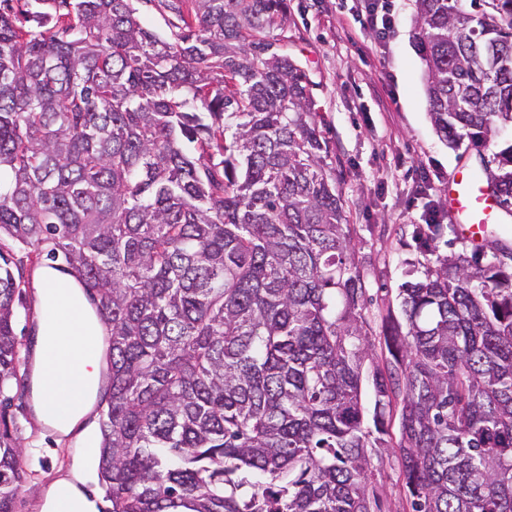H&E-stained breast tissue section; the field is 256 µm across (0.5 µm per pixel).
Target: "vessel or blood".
Returning <instances> with one entry per match:
<instances>
[{
  "label": "vessel or blood",
  "mask_w": 512,
  "mask_h": 512,
  "mask_svg": "<svg viewBox=\"0 0 512 512\" xmlns=\"http://www.w3.org/2000/svg\"><path fill=\"white\" fill-rule=\"evenodd\" d=\"M504 213L497 197L471 176L459 170L448 178V215L457 234L475 247L506 245L507 225L501 224Z\"/></svg>",
  "instance_id": "vessel-or-blood-1"
}]
</instances>
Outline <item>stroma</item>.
Segmentation results:
<instances>
[{
    "instance_id": "obj_1",
    "label": "stroma",
    "mask_w": 512,
    "mask_h": 512,
    "mask_svg": "<svg viewBox=\"0 0 512 512\" xmlns=\"http://www.w3.org/2000/svg\"><path fill=\"white\" fill-rule=\"evenodd\" d=\"M392 28L382 47L361 29L360 0H288V17L274 30L279 46L306 71L317 122L327 141L326 170L336 179L353 226V244L367 303L363 315L374 363L386 355L383 336L399 313V289L436 256L469 253L451 223L426 226L431 207H446V182L462 163L479 166L474 150L451 148L436 133L425 92L424 64L414 41L415 0H390ZM40 262L23 266V299L16 334L30 347L39 310L32 288ZM22 463L36 475L19 490L16 512H42L43 491L74 466L96 474L95 439L100 413L84 434L58 441L22 407ZM370 490L380 512H410L397 449L375 463Z\"/></svg>"
}]
</instances>
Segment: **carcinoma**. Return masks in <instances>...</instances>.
I'll list each match as a JSON object with an SVG mask.
<instances>
[{
    "label": "carcinoma",
    "instance_id": "1",
    "mask_svg": "<svg viewBox=\"0 0 512 512\" xmlns=\"http://www.w3.org/2000/svg\"><path fill=\"white\" fill-rule=\"evenodd\" d=\"M0 0V236L72 274L105 326L97 471L112 512H375L391 447L412 512H512V268L438 257L370 344L350 225L284 0ZM437 134L512 207V0H415ZM0 250V512L26 480ZM136 7L138 8L137 15L145 26L168 40L172 38V28L169 26L168 17L158 8L157 2H139L136 3Z\"/></svg>",
    "mask_w": 512,
    "mask_h": 512
}]
</instances>
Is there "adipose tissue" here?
Masks as SVG:
<instances>
[{
	"mask_svg": "<svg viewBox=\"0 0 512 512\" xmlns=\"http://www.w3.org/2000/svg\"><path fill=\"white\" fill-rule=\"evenodd\" d=\"M33 287L40 307L33 408L38 421L63 439L82 427L96 402L100 355L90 341L101 335L102 328L85 311L81 289L69 274L43 269ZM50 375L68 385L80 383L81 389L65 397L49 392ZM87 482V475L78 471L57 479L43 493L42 512H98L99 496L87 489Z\"/></svg>",
	"mask_w": 512,
	"mask_h": 512,
	"instance_id": "obj_1",
	"label": "adipose tissue"
}]
</instances>
